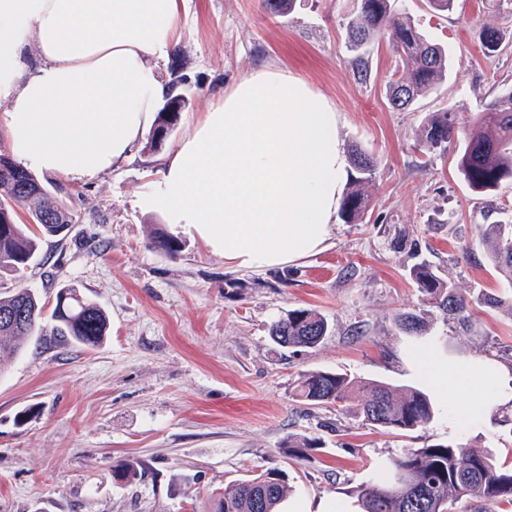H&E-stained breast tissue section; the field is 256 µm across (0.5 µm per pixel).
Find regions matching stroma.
Wrapping results in <instances>:
<instances>
[{
	"label": "stroma",
	"instance_id": "1",
	"mask_svg": "<svg viewBox=\"0 0 512 512\" xmlns=\"http://www.w3.org/2000/svg\"><path fill=\"white\" fill-rule=\"evenodd\" d=\"M354 0H296L291 14L264 0H184L178 48L189 105L157 151L136 146L129 161L80 181L61 179L78 221L41 247L39 265L12 288H33L45 308L75 286L109 315L98 347L55 341L44 321L38 341L0 372V512H207L212 493L269 467L288 474L292 503L349 498L374 467L404 448L462 444L512 461V406L471 426L456 423L455 392L432 394L437 413L401 438L336 408L307 409L294 397L301 372L330 370L395 387L422 388L408 359L415 347L452 358L490 357L512 365V312H474L472 330L422 303L411 268L427 261L461 287L498 293L504 283L474 228L512 204V183L478 193L458 171L455 146L429 151L416 135L429 115L453 109L466 132L485 103L512 88V0H457L431 13L425 0H398L452 53L449 78L414 109L392 110L386 86L399 58L387 40L352 51L344 21ZM502 50L483 53L484 26ZM275 66L307 81L341 114L343 151L359 146L377 162L362 223L335 221L325 250L283 268L234 269L197 236L181 234L176 256L150 241L172 229L138 201L161 180L163 161L188 123L252 71ZM312 308L331 332L312 350L277 347L269 324ZM422 313L423 334L398 326ZM320 439L308 460L289 457V437ZM120 460L141 479L113 482Z\"/></svg>",
	"mask_w": 512,
	"mask_h": 512
}]
</instances>
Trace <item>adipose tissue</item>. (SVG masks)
Wrapping results in <instances>:
<instances>
[{"label":"adipose tissue","instance_id":"adipose-tissue-1","mask_svg":"<svg viewBox=\"0 0 512 512\" xmlns=\"http://www.w3.org/2000/svg\"><path fill=\"white\" fill-rule=\"evenodd\" d=\"M183 0H0V113L15 159L79 181L127 159L167 92L158 70L179 38ZM35 47L38 66L24 56ZM340 114L278 67L225 89L166 156L139 200L237 269L284 267L326 247L345 157ZM430 385L464 392L460 422L512 404V368L410 353Z\"/></svg>","mask_w":512,"mask_h":512}]
</instances>
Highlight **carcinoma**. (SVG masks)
Here are the masks:
<instances>
[{"label":"carcinoma","instance_id":"obj_1","mask_svg":"<svg viewBox=\"0 0 512 512\" xmlns=\"http://www.w3.org/2000/svg\"><path fill=\"white\" fill-rule=\"evenodd\" d=\"M347 44L352 49L385 38L402 59L394 73L386 98L394 110H406L436 91L446 79L448 48L431 39L420 22L396 8V0H357L347 17ZM483 51L501 50L498 29L486 27L480 35ZM184 61L175 55L172 93L179 92L187 76L180 72ZM456 131L454 111L432 113L418 134L430 150L445 149ZM350 180L342 200L340 219L346 224L361 220L369 206V188L374 186L376 162L363 150L352 154ZM458 168L464 180L477 191H491L512 180V89L488 102L460 146ZM41 181L10 155L0 153V278L14 275L37 264L40 242L64 238L63 232L76 223V215L53 194L39 187ZM27 213L19 223L17 207ZM475 242L488 264L512 288V221L475 226ZM152 248L173 256L180 242L169 235L151 240ZM421 301L437 307L464 327L471 325L475 307H507L512 311V294H477L442 277L432 265L421 262L410 272ZM18 315L13 325L0 323V367L3 361L23 353L34 337L41 335L44 305L28 287L0 292V314ZM53 335L60 341L84 348L100 344L107 333L109 316L99 304L77 288L62 289L50 313ZM329 334L327 319L309 308L288 311L269 327L272 341L283 348L312 349ZM296 397L317 408L334 405L356 418L409 437L430 424L436 414L431 399L415 388H398L375 380L352 378L325 370H309L297 379ZM319 448L318 440L295 436L288 441V455L308 459ZM141 472L130 460L112 465L116 483H132ZM290 494L288 475L267 468L242 481H234L210 502L211 512H278ZM469 500L480 505L477 512H491L493 505H512V467L498 462L494 452L452 444L404 448L380 464L369 482L357 489L360 512H457Z\"/></svg>","mask_w":512,"mask_h":512}]
</instances>
